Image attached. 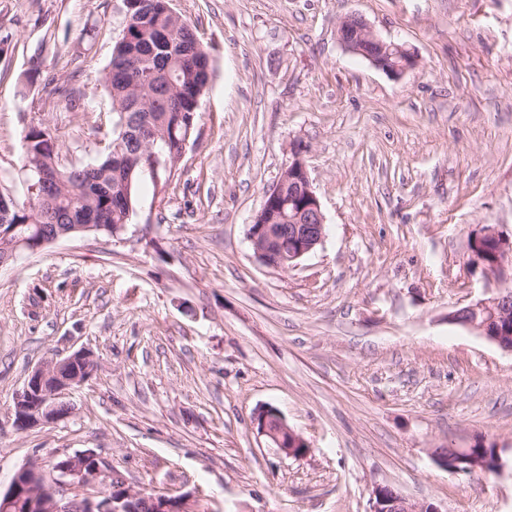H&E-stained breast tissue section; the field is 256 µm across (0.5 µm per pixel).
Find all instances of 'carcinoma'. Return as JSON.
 <instances>
[{
    "mask_svg": "<svg viewBox=\"0 0 512 512\" xmlns=\"http://www.w3.org/2000/svg\"><path fill=\"white\" fill-rule=\"evenodd\" d=\"M138 30L128 40L119 39L112 48L104 79V90L111 102L112 141L122 151L133 154L139 138L158 135L155 151L162 156L186 136L190 120L198 117L194 97L205 90L211 71L209 55L194 28L182 20L175 33L165 35L170 24L166 13L168 0H141ZM145 57L144 82L135 92L130 89L128 56ZM48 94L78 104L68 81L54 76L45 82ZM59 135L56 128L41 122L30 127L23 138V165L46 167L59 159ZM160 178L167 184L172 172L163 168L153 175L149 158L142 159L132 178L126 168L114 161L112 152L87 172L83 166L66 171L63 180L45 195L34 194L12 210L8 223L17 225L16 234L31 237L36 225L50 233L67 231L72 224H121L127 206L124 193L136 203V186L144 176Z\"/></svg>",
    "mask_w": 512,
    "mask_h": 512,
    "instance_id": "carcinoma-1",
    "label": "carcinoma"
}]
</instances>
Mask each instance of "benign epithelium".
I'll return each mask as SVG.
<instances>
[{"label":"benign epithelium","instance_id":"1","mask_svg":"<svg viewBox=\"0 0 512 512\" xmlns=\"http://www.w3.org/2000/svg\"><path fill=\"white\" fill-rule=\"evenodd\" d=\"M337 38L348 52L370 62L387 75L400 78L417 66V59L406 46L380 38L360 15H349L337 26ZM305 148H294L293 160L268 189L259 212L265 221L252 223L248 239L255 257L265 266L286 270L297 265L320 245L325 238V218L320 201L313 189L303 158ZM37 182L28 185V193L47 189L57 182L55 169L36 170ZM16 226L0 225V240L7 250L0 257V267L17 259L18 255L35 253L54 242L39 233L35 237L12 238ZM491 239L497 244V260L482 269L485 277L498 283L507 281L506 264L512 262V238L494 225L483 228L476 240ZM512 320V293L497 288L489 296L471 302L448 314V321L460 324L512 352V343L505 340L508 323ZM98 368V360L88 349H79L64 357H52L29 374L14 400V426L27 430L66 419L71 406L64 401L75 386L87 381ZM258 432L268 443L288 457L307 454V442L288 426L279 411L266 407L254 417ZM434 456L452 475H465L478 469L501 475L509 463L501 450L495 455L478 457L469 448H459L453 457L436 449ZM27 470L41 471L37 463L21 467L11 480L8 490L0 494V512H14L27 502L29 512H140L144 493L124 484L112 485V464L93 449L56 459L52 477L38 484L21 482ZM152 512H196V500L190 494L176 497H154ZM370 512H439L432 505L420 504L404 497L389 486L374 491Z\"/></svg>","mask_w":512,"mask_h":512}]
</instances>
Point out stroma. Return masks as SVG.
Here are the masks:
<instances>
[{"label":"stroma","mask_w":512,"mask_h":512,"mask_svg":"<svg viewBox=\"0 0 512 512\" xmlns=\"http://www.w3.org/2000/svg\"><path fill=\"white\" fill-rule=\"evenodd\" d=\"M211 60L169 186H138L117 236L62 239L0 267V490L88 448L137 490L199 512H369L392 486L438 512H512V476L449 475L437 448L512 449V353L449 323L489 288L486 225L512 237V0H173ZM122 0H0V193L26 199L22 139L64 162L112 140L102 82ZM351 14L418 64L395 79L336 36ZM68 78L81 106L48 96ZM326 236L286 270L247 232L294 145ZM97 371L61 422L18 430L45 359ZM276 408L308 443L269 447ZM59 135L56 128L49 123L41 122L30 127L23 138L22 160L23 168L32 169L42 166L46 167L59 159ZM258 432L268 443L288 457L304 456L308 452L307 442L288 426L279 411L273 407L259 410L254 417ZM300 448H307L300 451Z\"/></svg>","instance_id":"stroma-1"}]
</instances>
